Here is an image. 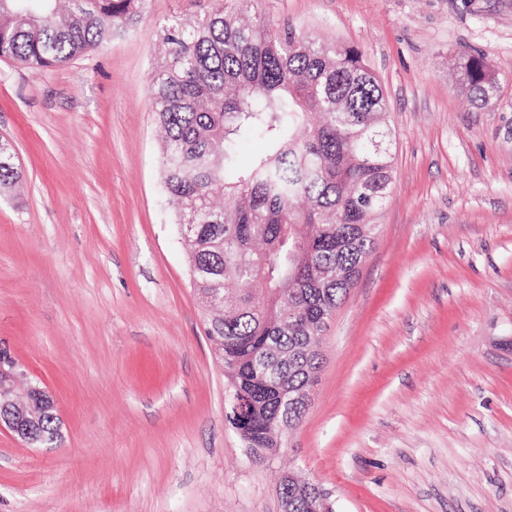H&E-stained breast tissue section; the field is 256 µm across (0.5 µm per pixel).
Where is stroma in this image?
Returning a JSON list of instances; mask_svg holds the SVG:
<instances>
[{
    "label": "stroma",
    "instance_id": "obj_1",
    "mask_svg": "<svg viewBox=\"0 0 512 512\" xmlns=\"http://www.w3.org/2000/svg\"><path fill=\"white\" fill-rule=\"evenodd\" d=\"M36 72L0 58V350L53 396L55 444L0 429V512H282L296 470L334 512H512V0H257L272 25L360 49L388 102L378 233L330 320L300 423L251 454L161 190L150 98L172 19ZM484 52L478 109L452 63Z\"/></svg>",
    "mask_w": 512,
    "mask_h": 512
}]
</instances>
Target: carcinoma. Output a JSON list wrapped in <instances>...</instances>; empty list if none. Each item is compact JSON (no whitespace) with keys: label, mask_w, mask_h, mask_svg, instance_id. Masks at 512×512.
<instances>
[{"label":"carcinoma","mask_w":512,"mask_h":512,"mask_svg":"<svg viewBox=\"0 0 512 512\" xmlns=\"http://www.w3.org/2000/svg\"><path fill=\"white\" fill-rule=\"evenodd\" d=\"M0 0V57L40 71L61 65L130 27L147 0ZM256 0H236L166 29L165 55L151 96L165 130L162 189L178 204L177 232L204 274L200 291L224 290L206 334L220 346L230 380L248 404L241 434L258 453L276 447L277 425L298 423L306 409L281 405L276 390L310 384L321 366L308 351L312 328L335 312L374 240V223L392 179L386 94L363 53L273 29ZM457 67L466 98L488 106L500 83L478 51ZM259 136L264 150L241 168V146ZM0 164V188L20 181ZM233 280L236 290L224 289ZM30 446L52 443L59 424L46 401L18 423ZM316 483L281 479L288 512H314Z\"/></svg>","instance_id":"obj_1"}]
</instances>
